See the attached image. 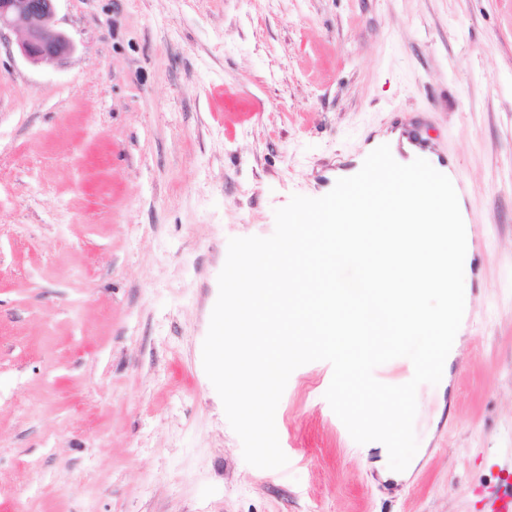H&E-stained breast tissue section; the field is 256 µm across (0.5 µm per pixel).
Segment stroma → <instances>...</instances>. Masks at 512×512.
<instances>
[{
	"label": "stroma",
	"instance_id": "1",
	"mask_svg": "<svg viewBox=\"0 0 512 512\" xmlns=\"http://www.w3.org/2000/svg\"><path fill=\"white\" fill-rule=\"evenodd\" d=\"M0 41V512H487L512 473V0H59ZM468 190L459 355L383 478L297 368L247 464L202 346L228 241L272 235L375 131ZM59 0H0V41L4 30L21 28L20 50L34 63L53 62L73 50V42L55 24Z\"/></svg>",
	"mask_w": 512,
	"mask_h": 512
}]
</instances>
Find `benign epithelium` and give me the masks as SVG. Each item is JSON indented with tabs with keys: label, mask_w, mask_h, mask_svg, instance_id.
Masks as SVG:
<instances>
[{
	"label": "benign epithelium",
	"mask_w": 512,
	"mask_h": 512,
	"mask_svg": "<svg viewBox=\"0 0 512 512\" xmlns=\"http://www.w3.org/2000/svg\"><path fill=\"white\" fill-rule=\"evenodd\" d=\"M58 0H0V37L22 30L20 50L34 63L53 62L73 50V42L55 24Z\"/></svg>",
	"instance_id": "obj_1"
}]
</instances>
